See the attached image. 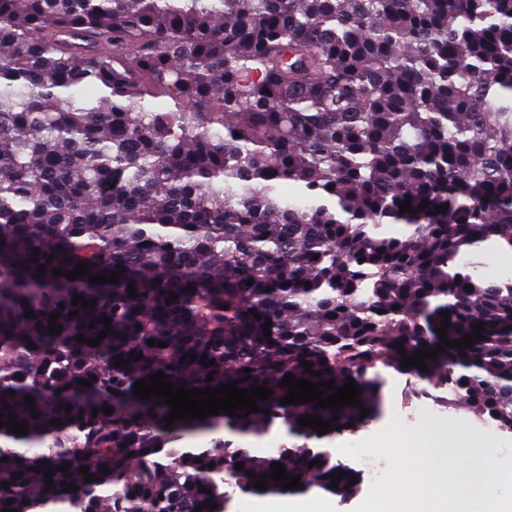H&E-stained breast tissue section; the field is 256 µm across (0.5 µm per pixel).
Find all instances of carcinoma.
<instances>
[{
  "label": "carcinoma",
  "instance_id": "1",
  "mask_svg": "<svg viewBox=\"0 0 512 512\" xmlns=\"http://www.w3.org/2000/svg\"><path fill=\"white\" fill-rule=\"evenodd\" d=\"M486 244L512 249V0H0V419L28 422L0 428V512H229L227 478L285 493L274 462L352 496L336 430L298 420L379 412L388 372L512 432V274L476 273ZM80 261L125 272L67 279ZM442 310L449 341L478 321L485 339L401 365L441 343ZM158 371L265 386L270 414L167 430L170 406L132 391ZM288 373L350 377L362 406L282 405ZM276 425L288 440L258 453ZM41 460L71 468L48 490ZM339 470L358 482L331 488Z\"/></svg>",
  "mask_w": 512,
  "mask_h": 512
}]
</instances>
